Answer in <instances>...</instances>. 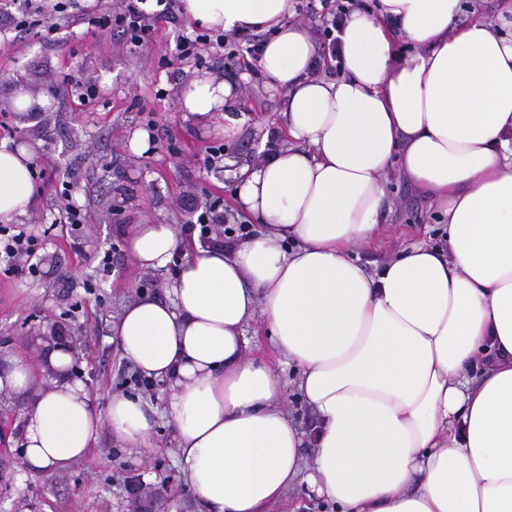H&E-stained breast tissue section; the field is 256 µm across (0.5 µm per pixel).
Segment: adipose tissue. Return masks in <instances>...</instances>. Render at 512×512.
Instances as JSON below:
<instances>
[{
    "mask_svg": "<svg viewBox=\"0 0 512 512\" xmlns=\"http://www.w3.org/2000/svg\"><path fill=\"white\" fill-rule=\"evenodd\" d=\"M178 9L199 27L268 33L258 70L280 94L277 116L258 121L270 152L236 174V204L258 229L221 248L179 247L168 224L130 238L146 270L184 251L164 298H137L112 334L124 360L168 385L187 485L205 512H267L301 482L338 512H512V0L465 21L461 0L354 8L334 76L315 74L293 0ZM179 98L184 119L220 115L225 137L240 134L233 84L197 75ZM33 156L0 145L1 223L29 212ZM394 168L447 231L370 275L352 253L381 237ZM259 317L297 372L311 431L249 354ZM44 360L55 377L43 388L26 354L0 370L25 421L24 470L67 469L105 426L146 438L147 400L119 394L98 409L65 374L70 351Z\"/></svg>",
    "mask_w": 512,
    "mask_h": 512,
    "instance_id": "adipose-tissue-1",
    "label": "adipose tissue"
}]
</instances>
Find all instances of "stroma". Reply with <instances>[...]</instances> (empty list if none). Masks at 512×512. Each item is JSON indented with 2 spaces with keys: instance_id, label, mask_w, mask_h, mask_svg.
Segmentation results:
<instances>
[{
  "instance_id": "1",
  "label": "stroma",
  "mask_w": 512,
  "mask_h": 512,
  "mask_svg": "<svg viewBox=\"0 0 512 512\" xmlns=\"http://www.w3.org/2000/svg\"><path fill=\"white\" fill-rule=\"evenodd\" d=\"M76 3L80 20L44 36L15 29L17 0H0V145L35 147V166L44 172L28 215L18 222L41 242L37 272L21 279L0 274V353L28 354L35 384L47 385L50 376L35 341L61 328L76 339V379L103 409L113 395L138 393L125 381L133 367L119 354L113 322L141 294L163 295L175 275L173 268L145 270L133 261L132 226L168 224L180 231L195 204L209 195L235 211V174L260 160L255 122L276 116L279 95L241 59L229 58L226 46L213 43L198 56L178 57L177 37L197 33L178 10L154 24L146 45L132 49L121 34L92 23L120 0ZM203 71L238 86L235 109L246 118L238 136L226 138L218 124L183 120L178 93ZM68 75L94 86L96 98L83 103L64 91ZM21 89L42 109L20 111L14 100ZM137 129L151 135L149 149L140 154L130 147ZM65 190L66 199L87 214L76 236L60 221ZM387 198L385 237L353 254L369 272L437 229L428 199L399 171L389 175ZM107 249L112 270L105 275L94 256ZM166 395L161 382L145 395L154 412L144 443L121 442L105 427L86 460L34 475L16 455L24 419L0 397V512H201L185 483Z\"/></svg>"
}]
</instances>
